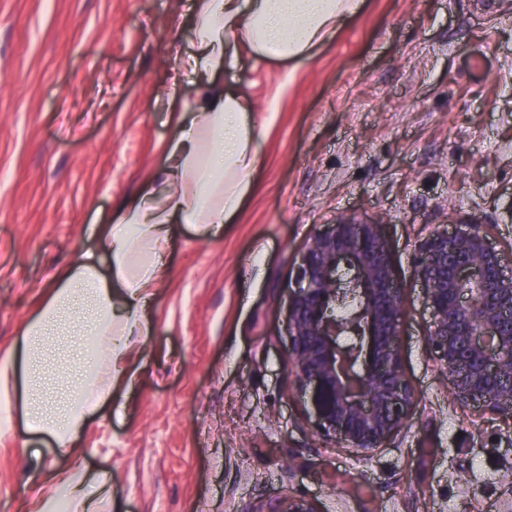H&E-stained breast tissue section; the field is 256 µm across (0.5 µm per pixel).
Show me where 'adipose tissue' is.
<instances>
[{
	"label": "adipose tissue",
	"mask_w": 512,
	"mask_h": 512,
	"mask_svg": "<svg viewBox=\"0 0 512 512\" xmlns=\"http://www.w3.org/2000/svg\"><path fill=\"white\" fill-rule=\"evenodd\" d=\"M364 0H196L193 45L181 68L200 84L191 109L169 112L174 135L164 165L116 211L96 250L62 269L37 311L0 354V438L14 417L28 434L66 454L21 512H112V472L88 475L76 439L117 385L128 382L129 341L150 333L145 308L166 275L163 254L171 227L192 224L219 234L251 190L261 163L263 132L252 102L223 88L222 72L244 59L301 61L330 43ZM71 336L72 367L60 376L57 400L40 388L41 360L61 327Z\"/></svg>",
	"instance_id": "1"
}]
</instances>
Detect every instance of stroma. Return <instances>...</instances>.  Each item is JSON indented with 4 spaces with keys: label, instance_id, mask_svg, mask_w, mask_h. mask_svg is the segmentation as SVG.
Here are the masks:
<instances>
[{
    "label": "stroma",
    "instance_id": "stroma-1",
    "mask_svg": "<svg viewBox=\"0 0 512 512\" xmlns=\"http://www.w3.org/2000/svg\"><path fill=\"white\" fill-rule=\"evenodd\" d=\"M192 0H0V350L102 217L165 160L168 108L198 83ZM250 98L262 162L231 224L173 225L149 336L78 438L112 470L117 512H512V425L462 406L427 343L421 240L474 217L512 260V0H366L298 65L219 77ZM380 221L405 288L401 350L417 406L370 456L313 436L285 369L288 285L308 238ZM67 460L0 440V512Z\"/></svg>",
    "mask_w": 512,
    "mask_h": 512
}]
</instances>
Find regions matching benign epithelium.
Segmentation results:
<instances>
[{
  "mask_svg": "<svg viewBox=\"0 0 512 512\" xmlns=\"http://www.w3.org/2000/svg\"><path fill=\"white\" fill-rule=\"evenodd\" d=\"M428 343L461 405L512 422V266L475 218L418 246ZM404 288L383 225L342 218L309 240L288 289L287 372L307 393L315 436L369 456L416 405L399 341ZM277 512H319L288 497Z\"/></svg>",
  "mask_w": 512,
  "mask_h": 512,
  "instance_id": "benign-epithelium-1",
  "label": "benign epithelium"
}]
</instances>
